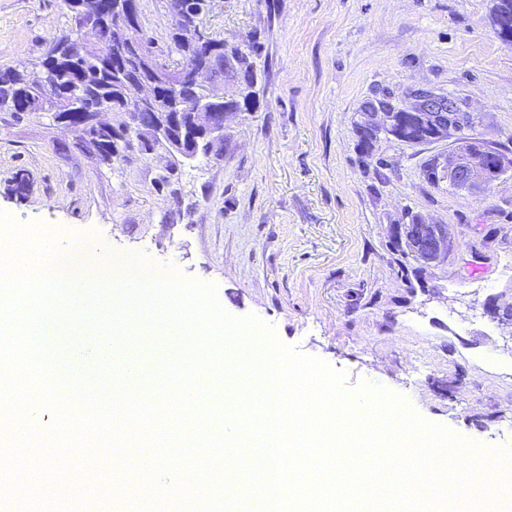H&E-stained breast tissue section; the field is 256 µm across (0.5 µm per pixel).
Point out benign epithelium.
<instances>
[{"label":"benign epithelium","mask_w":512,"mask_h":512,"mask_svg":"<svg viewBox=\"0 0 512 512\" xmlns=\"http://www.w3.org/2000/svg\"><path fill=\"white\" fill-rule=\"evenodd\" d=\"M173 21L194 34V41L207 48L205 65L214 62L213 47L216 38L209 29L196 26L197 17L188 11L183 0H176ZM495 28L503 30L506 43L512 42V5L507 0H498L492 14ZM139 23L132 18L122 31L119 46L131 51L151 65L150 78L146 80L144 91L138 103L140 112L127 113L125 130L138 131L143 124L152 120L155 100L152 87L166 84L176 90L190 94L196 109L190 114L187 125L173 133L167 126L154 121L153 140L160 144L173 159H189V143L202 138L211 144L224 140V122L237 112L229 106L224 95V84L203 79L185 63H155L153 46L146 45L136 36ZM408 105H399L395 97L387 92L378 95L370 106L361 109L366 121L360 125V134L377 141L395 140L409 144L419 143L416 133L424 131L438 142L450 145V152L438 153L430 158L423 173L432 184L446 183L459 192L483 191L496 184L512 172V157L499 151L482 147L481 152H468L464 149L465 139L471 137L474 127L472 114L468 111L465 98L452 93H444L429 87H411L406 91ZM59 121L68 120L71 112H81L86 124L97 122L96 115L87 107L81 88L75 86L61 96L52 97ZM393 243L409 253L412 259L423 266L438 263L445 259L449 249V232L445 224H432L417 218L415 224H395L392 233ZM484 314L492 321L503 322L512 319V305L501 306L496 298L485 301Z\"/></svg>","instance_id":"1"}]
</instances>
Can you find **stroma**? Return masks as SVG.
<instances>
[{"label":"stroma","instance_id":"35a3bbf8","mask_svg":"<svg viewBox=\"0 0 512 512\" xmlns=\"http://www.w3.org/2000/svg\"><path fill=\"white\" fill-rule=\"evenodd\" d=\"M494 0H215L211 31L262 42L252 110L228 118L220 153L169 164L136 145L108 165L51 113L0 112V212L60 236L62 250L145 256L213 283L229 315L403 395L424 420L512 443V332L483 314L512 301V176L475 196L423 176L447 143L358 146L362 102L378 88L464 97L475 137L512 152V46ZM62 0H0V69L39 70L69 33ZM28 176L25 196L13 191ZM421 214L448 225L447 259L417 269L391 227ZM483 265L470 276V263Z\"/></svg>","mask_w":512,"mask_h":512}]
</instances>
